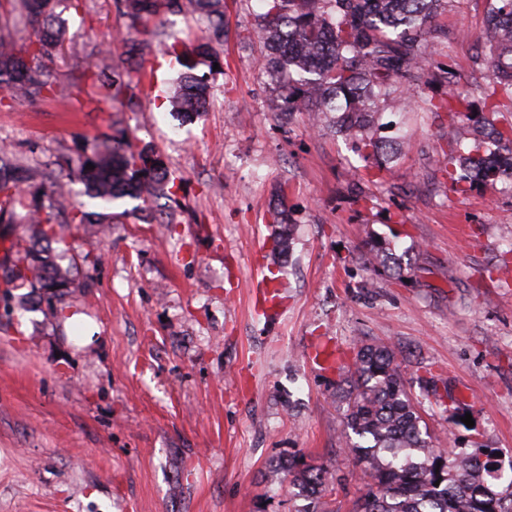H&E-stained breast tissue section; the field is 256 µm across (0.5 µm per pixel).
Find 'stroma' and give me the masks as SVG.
Returning a JSON list of instances; mask_svg holds the SVG:
<instances>
[{
    "label": "stroma",
    "instance_id": "stroma-1",
    "mask_svg": "<svg viewBox=\"0 0 512 512\" xmlns=\"http://www.w3.org/2000/svg\"><path fill=\"white\" fill-rule=\"evenodd\" d=\"M224 2L223 67L194 120L162 107L165 66L134 111L98 98L78 112L0 105V142L28 159L78 155L119 120L182 182L174 223L137 220L127 199L110 233L66 229L78 275L60 323L35 302L0 309V512H302L307 500L268 473L294 453L335 475L326 512H352L367 480L345 449L339 376L307 359L314 344L348 363L360 345L388 343L437 447L475 438L512 460V286L487 277L512 244V191L450 193L448 121L388 109L411 146L355 196L363 160L277 106L251 33L258 0ZM485 3L450 0L435 19L447 36L426 50L429 71L453 65L470 92ZM65 17L68 46L106 44L123 59L115 0ZM277 208L291 226L283 252ZM377 243L399 274L368 264ZM259 269L282 285L271 318L250 296Z\"/></svg>",
    "mask_w": 512,
    "mask_h": 512
}]
</instances>
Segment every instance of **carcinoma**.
Listing matches in <instances>:
<instances>
[{
    "instance_id": "carcinoma-1",
    "label": "carcinoma",
    "mask_w": 512,
    "mask_h": 512,
    "mask_svg": "<svg viewBox=\"0 0 512 512\" xmlns=\"http://www.w3.org/2000/svg\"><path fill=\"white\" fill-rule=\"evenodd\" d=\"M68 2L0 0L4 98L36 103L52 97L74 107L59 74ZM262 2L265 11L256 15L254 29L266 47L261 66L280 110L310 112L317 123L345 136L368 163V178L390 168L404 149L400 138L381 135L388 128L381 122L385 107L393 101L403 111L416 92L418 107L454 125L440 165L448 190L494 189L512 180V0H488L486 33L477 38L476 64L487 73L477 112L470 93L456 87L451 70L442 68L431 77L426 69L422 43L445 36L433 27V19L450 0ZM118 9L127 19L126 34H147L129 49L140 79L132 80L101 49L98 62L88 66L84 56L74 53L71 71L133 111L138 85L154 78L145 64L158 50L177 65L176 78L160 97L186 118L204 112L212 95L208 74L221 63L215 46L224 42V0H119ZM181 13L203 24L207 41L186 42L164 29L166 15ZM21 29L33 31L34 37H20ZM433 79L446 83L448 92H421ZM397 90L400 96L394 100ZM111 129L77 160L63 155L55 161L83 185L85 196L98 202L99 223L129 215L111 212L114 203L126 198L176 200L181 185L161 158L130 143L118 123ZM89 163L94 168H87ZM90 216L70 200L51 171L23 165L13 151L0 147V223L20 219L35 226L30 238L12 242L13 262L0 279L4 311H9L13 290L29 288L43 293L46 320L62 317L74 274L72 266L62 265L56 244L63 241L64 225L83 224ZM369 262L391 271L396 258L387 248H375ZM350 379L346 426L353 436L345 446L370 479L358 512H512V475L502 471L498 449L481 443L471 452L430 447L426 422L407 391L394 350L379 343L361 345ZM269 472L287 476L298 495L314 502L334 490L329 473L302 456L278 458Z\"/></svg>"
}]
</instances>
